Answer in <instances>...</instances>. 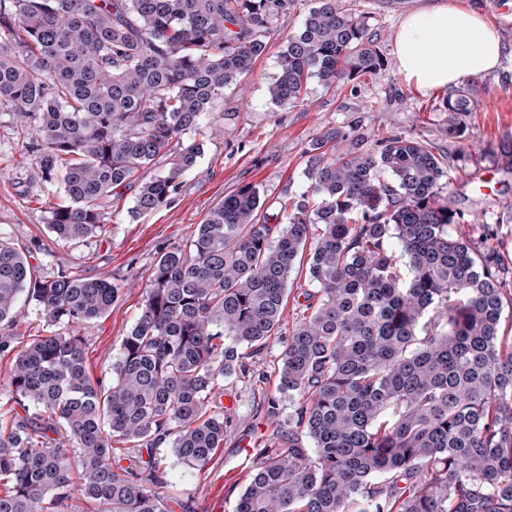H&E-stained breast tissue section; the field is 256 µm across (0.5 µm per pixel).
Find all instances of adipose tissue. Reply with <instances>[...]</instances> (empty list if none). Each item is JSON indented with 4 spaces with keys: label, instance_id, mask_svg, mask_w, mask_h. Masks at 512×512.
Returning <instances> with one entry per match:
<instances>
[{
    "label": "adipose tissue",
    "instance_id": "1",
    "mask_svg": "<svg viewBox=\"0 0 512 512\" xmlns=\"http://www.w3.org/2000/svg\"><path fill=\"white\" fill-rule=\"evenodd\" d=\"M504 48L480 8L440 4L406 14L394 47L398 73L423 92L495 70Z\"/></svg>",
    "mask_w": 512,
    "mask_h": 512
}]
</instances>
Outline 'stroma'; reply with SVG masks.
I'll use <instances>...</instances> for the list:
<instances>
[{
  "mask_svg": "<svg viewBox=\"0 0 512 512\" xmlns=\"http://www.w3.org/2000/svg\"><path fill=\"white\" fill-rule=\"evenodd\" d=\"M434 0H359L368 17L384 68L327 87L311 79L300 105L272 102L267 87L277 75L286 35L296 32L315 0H295L273 19L265 53L256 61L243 88L225 89L215 111L186 132L201 143L196 166L181 179L172 203L157 211L131 217L134 194L113 197L100 237L58 247L46 218L52 206L65 203L59 186L43 185L31 155L22 143L28 134L11 113L0 111V234L33 252L40 275L63 271L102 276L119 285L111 310L85 326L87 367L92 379L110 380L112 363L130 331L146 284L160 251L185 244L202 218L225 195L246 183L261 190L260 218L276 221L284 210L308 192L306 175L310 150L327 129L358 124L370 138L391 133L425 139L454 167L468 166L476 147L497 144L512 134V0H479L495 26L504 48L499 68L478 75L481 88L469 112L452 115L442 104L444 90L419 91L397 72L393 50L399 23L408 12ZM458 134H449V126ZM443 194L475 223L498 224L496 245L512 260V222L505 215L512 204V168L486 160L477 179L444 183ZM308 287L305 266L295 264L278 337L263 349L244 352L246 374L226 378L224 446L202 472H189L171 445H161L157 457L166 470L169 512H233L261 449L274 447V430H287L294 404L283 401L276 417L262 405L276 394L282 343L301 317L300 293Z\"/></svg>",
  "mask_w": 512,
  "mask_h": 512,
  "instance_id": "35a3bbf8",
  "label": "stroma"
}]
</instances>
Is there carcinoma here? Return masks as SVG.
<instances>
[{"instance_id":"1","label":"carcinoma","mask_w":512,"mask_h":512,"mask_svg":"<svg viewBox=\"0 0 512 512\" xmlns=\"http://www.w3.org/2000/svg\"><path fill=\"white\" fill-rule=\"evenodd\" d=\"M317 0L286 37L267 92L297 105L325 86L383 70L367 17ZM288 0H0V110L34 131L23 143L65 206L59 246L97 237L112 196L131 214L170 204L202 146L182 135L238 87ZM475 80L444 97L468 112ZM329 129L311 150V195L284 224L260 222L249 183L163 252L105 385L91 378L81 326L119 288L100 276L38 275L0 235V358L17 410L0 418V512H167L154 450L168 442L201 472L224 447V378L241 349L279 331L288 282L309 250L302 318L283 345L279 396L297 401L285 449H264L234 512H512V264L442 196L448 163L424 139ZM332 144L336 156L321 149ZM164 166L144 176L146 168ZM400 248L406 272L397 266ZM47 335L17 344L21 300ZM310 439L314 448L305 447ZM146 451L130 460L121 446Z\"/></svg>"}]
</instances>
